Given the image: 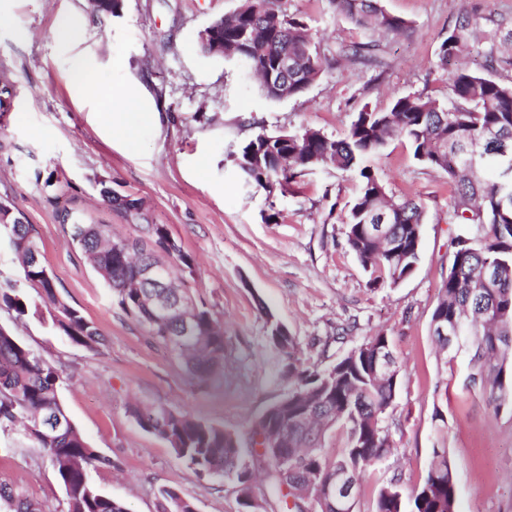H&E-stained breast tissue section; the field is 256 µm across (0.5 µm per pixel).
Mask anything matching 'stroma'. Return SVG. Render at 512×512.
Segmentation results:
<instances>
[{"label":"stroma","instance_id":"obj_1","mask_svg":"<svg viewBox=\"0 0 512 512\" xmlns=\"http://www.w3.org/2000/svg\"><path fill=\"white\" fill-rule=\"evenodd\" d=\"M406 19L401 35L370 33L332 9L329 0H282L317 34L325 73L302 96L263 95L242 58L206 55L199 33L234 11L239 0H122L118 15L93 17L88 0H0V74L14 89L0 112V201L31 224L59 295L99 328L91 350L54 324L55 312L27 288L24 322L0 310V327L61 373V402L105 465L92 484L128 512H158L159 491L177 489L197 512H243L235 489L197 474L167 442L144 429L134 406L165 407L235 433L246 464L255 449L250 427L288 392L270 325H284L308 366L327 367L369 337L384 334L401 366L395 408L387 420L391 452L380 472L357 489L355 512H375L380 488L400 481L405 508L427 475L432 452L447 449L458 489V512H512V409L494 410L468 385L467 343L440 351L431 314L456 237L475 226L451 218L448 179L413 157L402 136L364 158L389 194L423 201L420 261L395 286L372 289L349 251L344 220L356 181L330 167L308 172L291 190L267 194L244 184L240 147L260 132L320 130L343 136L365 106L383 109L400 95L444 98L437 48L448 27L474 11L485 32L512 27V0H382ZM80 31L65 43L61 19ZM374 44L376 65L337 62L340 45ZM142 84L169 118L163 132L138 110L127 115L138 149L112 139L90 86L118 94ZM140 200L125 213L101 192ZM111 226L122 239L144 225H166L188 255L173 262L197 305L224 324V369L199 384L182 361L126 315L106 283L73 243L62 210ZM443 420H435V411ZM0 482L18 485L49 512H64L65 493L39 448L19 431L0 430Z\"/></svg>","mask_w":512,"mask_h":512}]
</instances>
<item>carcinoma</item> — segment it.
Segmentation results:
<instances>
[{"label":"carcinoma","instance_id":"1","mask_svg":"<svg viewBox=\"0 0 512 512\" xmlns=\"http://www.w3.org/2000/svg\"><path fill=\"white\" fill-rule=\"evenodd\" d=\"M338 15L364 30L402 34L406 20L387 13L381 0H329ZM121 0H97L92 13L114 16ZM478 23L465 19L448 28L437 49L438 67L447 72L448 94L443 99L407 94L381 111L363 107L341 138L304 128L282 139L262 132L242 147L238 168L246 183L268 193L284 189L319 166H331L358 180L349 206L346 243L369 275L368 286L396 285L409 277L420 259L424 203L411 196L394 197L377 174L361 161L380 153L387 139L398 134L413 148L414 158L443 171L448 178L453 218L458 224L482 229L476 238L458 237L443 278L431 320L445 317L459 323V335L470 337L469 384L483 388L489 403L500 410L512 399V374L506 361L512 355V181L499 166L502 152L512 156V75H496L458 66L448 70L477 40ZM213 35L201 43L213 56L246 58L271 99L303 94L319 81L324 62L308 25L288 15L281 0H240L230 15L214 22ZM512 48V29L486 38L484 53L494 63L501 49ZM340 55L363 64L375 63L367 43L340 47ZM288 59V71L280 61ZM476 146V169L466 171L464 150ZM267 158L265 171L249 167L255 154ZM104 200L119 210L137 209L138 200L103 191ZM10 206L0 202V234L19 258L21 277L0 279V308L21 320L28 314L25 282L39 290L43 302L57 313L56 324L74 342L96 349L103 336L95 323L62 300L47 272L41 247L30 224L15 223ZM147 240L114 239L104 224L79 221L71 238L86 262L112 289L121 309L148 328L150 336L184 360L189 373L205 382L224 367V328L204 308H195L197 339L189 348L171 346L178 335L174 320L158 324L144 300L164 293L190 307L187 289L172 282L170 268L157 265L165 288H137L136 277L146 261H156L154 249L190 265L181 247L163 224L145 225ZM271 343L286 356L281 374L291 388L252 424V442L260 446L256 462L264 471L263 496L288 512H308L315 497L341 469L361 482L382 469L391 441L385 420L393 413L401 367L392 359L384 375L373 373L376 353L390 350L388 338L377 334L326 369L304 366L295 356V341L271 323ZM60 374L12 333L0 327V427H10L42 449L66 494V512H127L125 506L100 493L90 471L105 459L90 448L59 398ZM138 422L164 439L178 459L199 474L235 485L246 512H261L254 496L253 469L241 460L236 434L197 417L163 407L133 409ZM346 428L341 452L322 453L325 435ZM161 512H195L194 505L174 488L159 491ZM7 512H46L45 506L23 489L0 483V505ZM376 512H404L398 480L393 478L378 495ZM412 512H457L454 465L444 448L433 449L427 477L413 497Z\"/></svg>","mask_w":512,"mask_h":512}]
</instances>
